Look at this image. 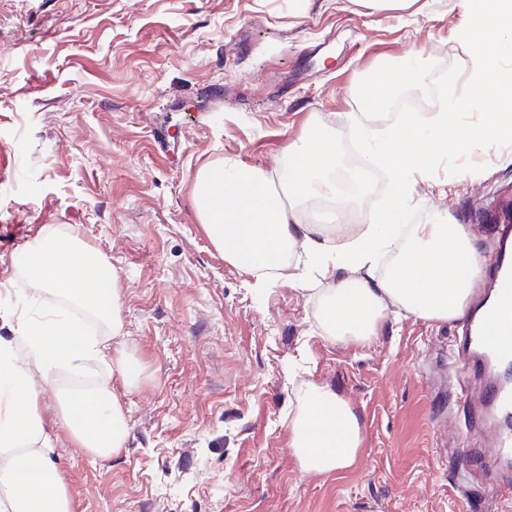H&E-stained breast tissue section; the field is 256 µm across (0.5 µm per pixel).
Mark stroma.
<instances>
[{
	"mask_svg": "<svg viewBox=\"0 0 512 512\" xmlns=\"http://www.w3.org/2000/svg\"><path fill=\"white\" fill-rule=\"evenodd\" d=\"M459 0L377 11L365 0H0V312L32 299L18 255L47 234H78L117 277L122 330L137 365L113 378L125 443L109 459L79 447L51 391L40 413L72 512H512L494 470L462 477L461 387L448 362L458 320L389 316L369 342L332 339L315 295L286 275L254 286L225 260L191 201L197 171L227 154L272 170L312 124L333 132L345 167L360 131L393 123L353 90L404 64L418 94L453 76L469 96ZM512 191L496 153L418 181L411 223L450 214L481 252L484 216ZM357 414L354 464L302 471L290 421L305 385Z\"/></svg>",
	"mask_w": 512,
	"mask_h": 512,
	"instance_id": "35a3bbf8",
	"label": "stroma"
}]
</instances>
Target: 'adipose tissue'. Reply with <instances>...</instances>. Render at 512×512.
<instances>
[{
	"mask_svg": "<svg viewBox=\"0 0 512 512\" xmlns=\"http://www.w3.org/2000/svg\"><path fill=\"white\" fill-rule=\"evenodd\" d=\"M463 8L459 39L471 50L467 79L477 93L451 99L429 123L404 112L396 123L365 132L366 162L387 176V199L373 224L354 231L303 223V200L333 199L340 192L336 140L321 127L289 148L283 194L273 192L268 172L237 155L195 176L192 203L200 224L228 262L255 274L256 287H264L265 272L280 268L283 253L295 246L307 268L330 281L319 318L332 338L369 341L392 305L427 320L464 318L482 279L480 251L468 226L438 217L406 222L417 180L463 153L512 140V72L502 63L512 51V0H463ZM480 109L481 126L460 125L461 117ZM392 247L397 254L389 272L375 278L382 253ZM24 258L35 292L61 293L89 308L107 330L86 334L81 320L58 310L38 324L0 315L11 326L10 335L0 336V512H71L67 487L51 460L54 448L44 432L39 394L55 388L60 421L72 440L108 459L127 435L112 376L131 380L135 368L112 352L121 322L116 275L106 259L93 256L74 235L43 237L28 246ZM340 270L357 277L337 280ZM92 359L106 367V375L76 392L58 388V370L82 377ZM291 428L292 451L304 472L327 474L353 464L361 427L332 390L309 386Z\"/></svg>",
	"mask_w": 512,
	"mask_h": 512,
	"instance_id": "adipose-tissue-1",
	"label": "adipose tissue"
}]
</instances>
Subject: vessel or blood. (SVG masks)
<instances>
[{
  "mask_svg": "<svg viewBox=\"0 0 512 512\" xmlns=\"http://www.w3.org/2000/svg\"><path fill=\"white\" fill-rule=\"evenodd\" d=\"M499 246L488 263L487 300L478 301L474 318L455 339L452 370L460 379L484 381L473 419L478 423H512V388L493 374L496 367L512 361V330L505 319L512 314V226L497 227ZM512 456V435L497 432L485 448H465L460 453L463 470L492 465Z\"/></svg>",
  "mask_w": 512,
  "mask_h": 512,
  "instance_id": "1",
  "label": "vessel or blood"
}]
</instances>
